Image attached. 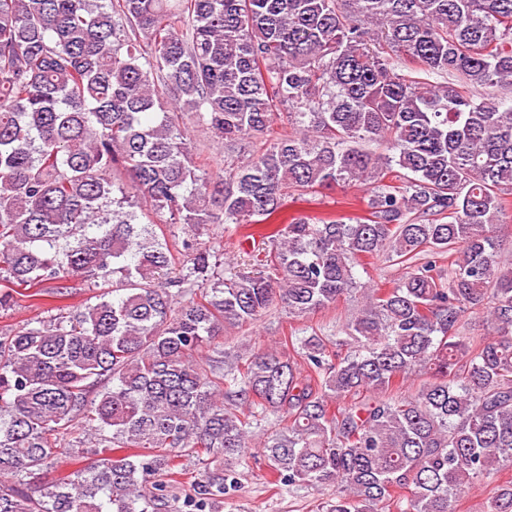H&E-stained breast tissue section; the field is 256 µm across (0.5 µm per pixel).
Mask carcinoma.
<instances>
[{
    "mask_svg": "<svg viewBox=\"0 0 512 512\" xmlns=\"http://www.w3.org/2000/svg\"><path fill=\"white\" fill-rule=\"evenodd\" d=\"M508 90L512 0H0V311L46 299L0 333V512H161L183 457L205 466L174 512H222L255 448L323 512H455L512 469ZM186 115L224 143L217 186ZM358 182L367 217L273 223ZM215 224L258 226L243 263ZM380 255L404 272L369 290ZM359 289L332 344L213 346ZM83 420L95 447H62Z\"/></svg>",
    "mask_w": 512,
    "mask_h": 512,
    "instance_id": "obj_1",
    "label": "carcinoma"
}]
</instances>
